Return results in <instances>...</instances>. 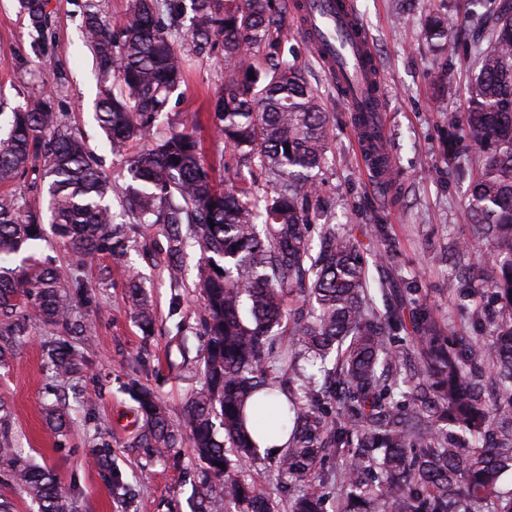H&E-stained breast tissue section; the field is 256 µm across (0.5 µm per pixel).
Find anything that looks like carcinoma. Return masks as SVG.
<instances>
[{"mask_svg":"<svg viewBox=\"0 0 512 512\" xmlns=\"http://www.w3.org/2000/svg\"><path fill=\"white\" fill-rule=\"evenodd\" d=\"M170 14L184 12L167 3ZM159 0H131L126 19L110 24L86 0L84 38L103 82L96 119L114 152L150 134L183 82V46L222 49L230 73L214 105V133L236 168L259 171L271 191L248 180L218 190L194 131L173 129L127 160L123 209L106 197L109 184L83 137L62 123L53 94L16 108L0 130V186L42 162L49 217L23 210L0 194V365L35 326L68 328L59 295L63 272L28 255L44 224L90 263L110 250L121 256L129 233L160 226L168 241L169 276L182 279L188 241L200 250L197 281L207 336L204 385L181 420L170 421L155 391L135 380L126 390L143 423L133 444L157 458L189 441L202 463L203 489L194 512H211L218 483L224 512H323L319 466L339 460L334 512H512V0H468L470 27L458 34L448 19H431L427 37L449 57L477 58L467 87L468 112L448 117V151L470 153L457 166L468 181L467 223L485 241L487 286L509 317L492 323L491 338L455 343L456 325L429 308L408 307L405 292L370 276L359 242L329 226L313 247L309 225L320 216L317 171L326 160L329 117L301 69L280 53L288 0H190L182 41L172 38ZM29 26L43 34L47 0H19ZM266 51L256 66L254 50ZM215 226H210V223ZM380 259L394 263L392 239L374 225ZM135 318L153 324L145 292L133 289ZM410 317L416 365L391 344ZM296 343L277 344L283 322ZM60 380L75 369L66 339L45 345ZM323 376L319 387L285 378L300 356ZM288 436L277 471L301 488L284 505L234 473L233 460L258 458L254 435ZM110 485L131 488L109 465L111 449H92ZM38 512H71L51 469L0 447V463Z\"/></svg>","mask_w":512,"mask_h":512,"instance_id":"carcinoma-1","label":"carcinoma"}]
</instances>
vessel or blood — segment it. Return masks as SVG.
I'll list each match as a JSON object with an SVG mask.
<instances>
[{
	"mask_svg": "<svg viewBox=\"0 0 512 512\" xmlns=\"http://www.w3.org/2000/svg\"><path fill=\"white\" fill-rule=\"evenodd\" d=\"M300 16L301 30L319 46L337 92L360 121L354 142L362 167L372 181L386 182L381 74L370 37L351 7H338L334 0H303ZM330 29L336 31L337 41L322 43V34Z\"/></svg>",
	"mask_w": 512,
	"mask_h": 512,
	"instance_id": "vessel-or-blood-1",
	"label": "vessel or blood"
}]
</instances>
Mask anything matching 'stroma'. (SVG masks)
Here are the masks:
<instances>
[{"label": "stroma", "instance_id": "stroma-1", "mask_svg": "<svg viewBox=\"0 0 512 512\" xmlns=\"http://www.w3.org/2000/svg\"><path fill=\"white\" fill-rule=\"evenodd\" d=\"M48 2L47 38L40 42L18 0H0V110L8 113L19 105L36 104L42 87L54 85L56 112L99 160L112 187L108 201L118 205L127 180L125 157L105 144L95 118L100 84L82 39L85 0ZM353 4L372 38L383 76V118L396 178L380 185L367 177L356 156L349 113L296 22H289L284 54L295 58L329 116L328 160L317 175L324 201L322 224L351 231L368 257L378 251L372 225H385L397 262L388 268L371 267L372 276L393 278L410 297L451 316L460 335H483V327L469 324L448 292L461 280L480 288L485 267V246L473 239L464 218L467 184L459 179L447 152L448 116L468 108L466 87L474 62L464 57L448 60L425 35V19L434 13L447 17L456 28L466 27L464 0H413L407 12L401 0ZM184 53L185 81L170 99L168 116L171 122L195 128L204 161L222 188L236 180L234 168L224 165V144L212 126L213 105L224 88L226 71L217 53L200 54L190 47ZM441 72L452 78L455 95L442 94L436 87L434 77ZM465 241L471 247L462 257L458 250ZM36 256L79 281L66 294L71 298V319L81 326L76 343L80 369L60 382L47 364L43 345L62 337V328L38 326L30 340L17 347L0 367V400L12 410V447L30 463L54 471L74 512H188L187 499L200 482L194 450L185 444L159 461L133 447L142 421L125 385L134 378L152 387L174 422L201 388L202 305L193 288L198 247L186 249L178 288L169 279L167 241L159 232L147 238L131 236L121 259L105 251L94 262L78 264L69 246L55 235ZM134 268L144 274L155 310L148 334L134 319ZM78 398L83 407L65 428L54 430L47 420L49 405H70ZM104 440L111 445L113 467L134 490V499L112 491L104 472L90 461V449Z\"/></svg>", "mask_w": 512, "mask_h": 512}]
</instances>
